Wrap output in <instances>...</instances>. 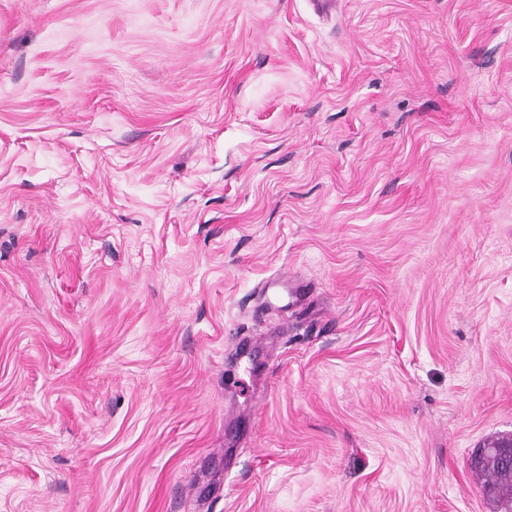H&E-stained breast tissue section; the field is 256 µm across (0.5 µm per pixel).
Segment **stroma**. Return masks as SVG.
Returning <instances> with one entry per match:
<instances>
[{
  "instance_id": "35a3bbf8",
  "label": "stroma",
  "mask_w": 512,
  "mask_h": 512,
  "mask_svg": "<svg viewBox=\"0 0 512 512\" xmlns=\"http://www.w3.org/2000/svg\"><path fill=\"white\" fill-rule=\"evenodd\" d=\"M502 435L512 0H0V512H501ZM483 456L485 462L497 463L499 466H512L511 445L498 446L488 444L478 452L477 457ZM497 465L482 464L480 467L489 481L486 485L488 491H497L498 500L502 502L504 512H512V471L500 469Z\"/></svg>"
}]
</instances>
